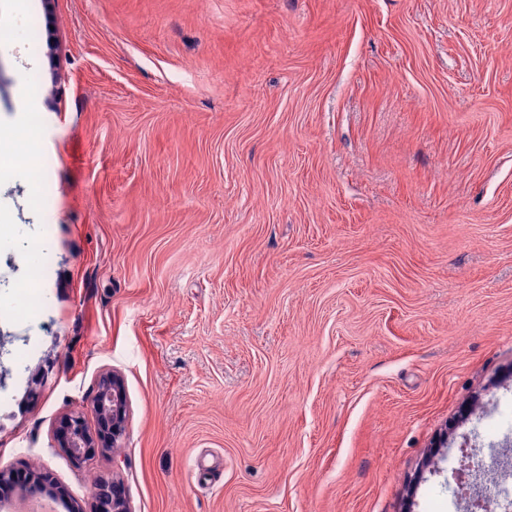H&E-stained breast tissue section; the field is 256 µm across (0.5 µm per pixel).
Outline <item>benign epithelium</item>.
<instances>
[{
    "mask_svg": "<svg viewBox=\"0 0 512 512\" xmlns=\"http://www.w3.org/2000/svg\"><path fill=\"white\" fill-rule=\"evenodd\" d=\"M87 408L106 427L101 435L90 432L81 415L66 417L61 429L62 447L81 463L91 460L98 453L100 444L105 443L114 448L122 437L127 418L123 379L112 372L104 373L97 382L96 391ZM109 490L112 491V512H130L124 489L118 483H98L95 496L102 497Z\"/></svg>",
    "mask_w": 512,
    "mask_h": 512,
    "instance_id": "obj_1",
    "label": "benign epithelium"
}]
</instances>
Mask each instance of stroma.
I'll list each match as a JSON object with an SVG mask.
<instances>
[{"label":"stroma","mask_w":512,"mask_h":512,"mask_svg":"<svg viewBox=\"0 0 512 512\" xmlns=\"http://www.w3.org/2000/svg\"><path fill=\"white\" fill-rule=\"evenodd\" d=\"M32 112L0 467L66 512L112 479L132 512H457L444 457L512 450V0H29L0 142ZM108 370L125 433L78 467ZM87 408L100 421L103 430L100 439L88 429L82 415L65 418L61 429L62 448L77 462L91 460L102 447V442L116 447L125 431L127 402L123 379L115 373H104L97 382L96 391ZM104 427H107L104 430ZM101 444V446H100Z\"/></svg>","instance_id":"obj_1"}]
</instances>
